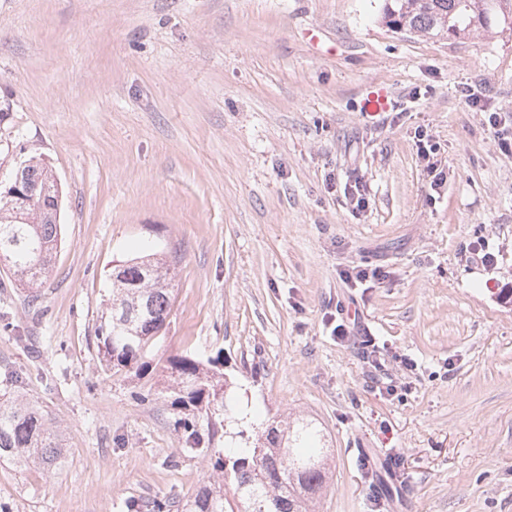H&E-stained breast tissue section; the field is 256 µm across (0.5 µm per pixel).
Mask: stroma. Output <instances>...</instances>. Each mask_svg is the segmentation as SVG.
Segmentation results:
<instances>
[{"label":"stroma","mask_w":512,"mask_h":512,"mask_svg":"<svg viewBox=\"0 0 512 512\" xmlns=\"http://www.w3.org/2000/svg\"><path fill=\"white\" fill-rule=\"evenodd\" d=\"M383 3L0 0V173L36 155L62 190L39 299L0 265V395L44 406L67 450L52 471L0 460L8 512H127L214 479L172 428L161 369L179 356L221 357L256 429L321 425L316 512H512V155L487 123L512 112V36L395 32ZM421 132L446 176L434 196ZM145 246L176 278L138 375L106 368L96 333L114 269ZM359 265L386 276L351 287ZM368 188L362 178H356L353 182H346L344 186V196L348 200L352 211L363 212L369 206Z\"/></svg>","instance_id":"1"}]
</instances>
